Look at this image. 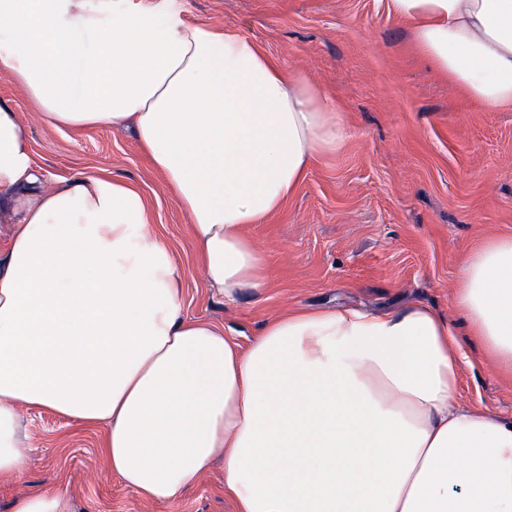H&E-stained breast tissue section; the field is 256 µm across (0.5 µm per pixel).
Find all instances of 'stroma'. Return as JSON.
<instances>
[{
    "mask_svg": "<svg viewBox=\"0 0 512 512\" xmlns=\"http://www.w3.org/2000/svg\"><path fill=\"white\" fill-rule=\"evenodd\" d=\"M183 17L235 25L284 68L317 84L350 130L298 190L247 233L265 253L269 286L237 303L205 287L189 214L146 161L132 129L74 133L46 123L10 71L0 102L32 134L43 184L105 171L144 194L154 228L180 261L184 313L224 327L240 344L289 309L350 306L383 315L414 305L459 323L458 262L486 238L512 235V107L488 112L416 47L409 21L388 0H176ZM458 369L464 403L512 416V376L484 359L471 336ZM31 464L0 482V512L16 495L53 483L71 512H234L224 472L180 498L148 504L106 469L104 428L85 429L47 411L26 421Z\"/></svg>",
    "mask_w": 512,
    "mask_h": 512,
    "instance_id": "35a3bbf8",
    "label": "stroma"
}]
</instances>
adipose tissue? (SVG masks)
I'll list each match as a JSON object with an SVG mask.
<instances>
[{
    "label": "adipose tissue",
    "mask_w": 512,
    "mask_h": 512,
    "mask_svg": "<svg viewBox=\"0 0 512 512\" xmlns=\"http://www.w3.org/2000/svg\"><path fill=\"white\" fill-rule=\"evenodd\" d=\"M420 50L488 112L512 105V0H390ZM50 125L132 127L191 218L225 303L263 294L246 228L349 135L336 105L234 25L138 0H0V68ZM0 481L23 422L104 428L108 470L178 499L214 462L235 512H512V417L458 401L461 352L425 306L289 310L240 345L183 313V275L138 188L106 172L45 188L0 104ZM453 302L512 374V235L462 260Z\"/></svg>",
    "instance_id": "adipose-tissue-1"
}]
</instances>
